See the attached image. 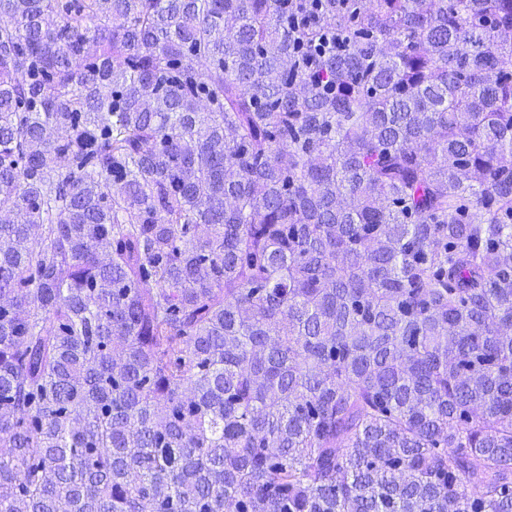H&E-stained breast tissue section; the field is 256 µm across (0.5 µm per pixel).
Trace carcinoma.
I'll list each match as a JSON object with an SVG mask.
<instances>
[{
    "instance_id": "carcinoma-1",
    "label": "carcinoma",
    "mask_w": 512,
    "mask_h": 512,
    "mask_svg": "<svg viewBox=\"0 0 512 512\" xmlns=\"http://www.w3.org/2000/svg\"><path fill=\"white\" fill-rule=\"evenodd\" d=\"M0 512H512V0H0Z\"/></svg>"
}]
</instances>
